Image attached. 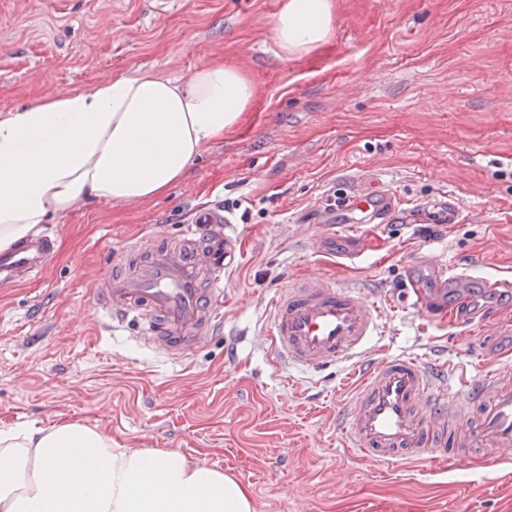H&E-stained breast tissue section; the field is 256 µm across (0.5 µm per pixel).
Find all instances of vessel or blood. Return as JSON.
<instances>
[{
	"label": "vessel or blood",
	"instance_id": "1",
	"mask_svg": "<svg viewBox=\"0 0 512 512\" xmlns=\"http://www.w3.org/2000/svg\"><path fill=\"white\" fill-rule=\"evenodd\" d=\"M399 202L386 190H350L321 210L318 240L337 234V215L349 224H383ZM416 215L429 224H455L454 201L423 203ZM54 253L43 234L0 254V285L40 273ZM240 257L238 235L228 233L222 210H198L178 240L152 236L114 251L106 271L89 276L92 299L108 318L132 325L149 347L177 358L205 344L221 325L224 271ZM402 286L421 315L444 320L467 309L470 328L502 332L512 307L475 304L474 291L512 297V278H479L428 252L402 267ZM382 307L364 291L323 276H295L273 305L271 351L281 366L322 370L352 362L361 373L343 411L344 446L359 460L386 467L408 462L446 463L456 455L468 465V449H489L512 461V370L488 367L476 374L427 366L412 355L371 357Z\"/></svg>",
	"mask_w": 512,
	"mask_h": 512
}]
</instances>
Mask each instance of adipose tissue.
<instances>
[{"instance_id":"ef3b65f1","label":"adipose tissue","mask_w":512,"mask_h":512,"mask_svg":"<svg viewBox=\"0 0 512 512\" xmlns=\"http://www.w3.org/2000/svg\"><path fill=\"white\" fill-rule=\"evenodd\" d=\"M334 0H282L284 56L332 34ZM256 84L215 60L189 83L144 70L0 112V252L88 201L149 202L239 126ZM0 512H254L232 475L181 452L123 449L77 420L0 429Z\"/></svg>"}]
</instances>
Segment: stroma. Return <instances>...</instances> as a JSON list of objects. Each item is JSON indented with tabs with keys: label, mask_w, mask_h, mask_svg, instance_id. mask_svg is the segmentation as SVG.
<instances>
[{
	"label": "stroma",
	"mask_w": 512,
	"mask_h": 512,
	"mask_svg": "<svg viewBox=\"0 0 512 512\" xmlns=\"http://www.w3.org/2000/svg\"><path fill=\"white\" fill-rule=\"evenodd\" d=\"M281 0H0V110L140 70L187 81L215 58L259 93L238 130L148 203L81 205L45 230L46 270L0 286V428L79 419L114 447L172 449L246 486L254 512H512V483L474 459L430 472L350 459L339 433L348 364H272V300L290 275L364 289L387 315L376 356L479 366L478 337L430 321L398 296L424 249L512 276V0H336V29L282 57L270 37ZM406 204L457 201V224L358 225L363 254L313 247L315 212L355 183ZM220 203L242 257L224 273V332L173 359L102 331L86 272L129 240L172 236ZM238 357L224 359L231 337Z\"/></svg>",
	"instance_id": "stroma-1"
}]
</instances>
